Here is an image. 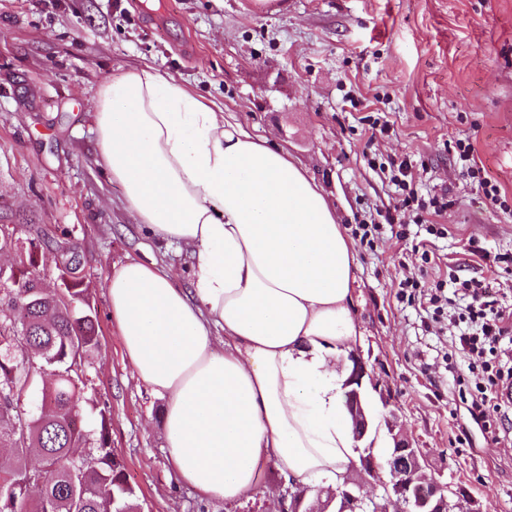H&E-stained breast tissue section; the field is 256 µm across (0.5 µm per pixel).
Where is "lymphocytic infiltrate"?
I'll use <instances>...</instances> for the list:
<instances>
[{"mask_svg": "<svg viewBox=\"0 0 512 512\" xmlns=\"http://www.w3.org/2000/svg\"><path fill=\"white\" fill-rule=\"evenodd\" d=\"M391 172V180L402 195V208H416L422 215L447 209L445 197L419 198L407 180V161L392 164ZM400 294L417 302L437 323L449 316L452 302H459L460 311L452 318L458 333L450 339L451 349L469 361L473 373L466 385L469 411L474 419H483L488 402L500 399L504 389L512 388V354L502 352L503 344L512 345V307L492 299L485 281L473 278L462 281L453 277L425 289L419 280L408 277L400 283Z\"/></svg>", "mask_w": 512, "mask_h": 512, "instance_id": "lymphocytic-infiltrate-1", "label": "lymphocytic infiltrate"}]
</instances>
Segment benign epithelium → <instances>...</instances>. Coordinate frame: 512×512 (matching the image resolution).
I'll return each instance as SVG.
<instances>
[{
	"label": "benign epithelium",
	"instance_id": "benign-epithelium-1",
	"mask_svg": "<svg viewBox=\"0 0 512 512\" xmlns=\"http://www.w3.org/2000/svg\"><path fill=\"white\" fill-rule=\"evenodd\" d=\"M58 266L62 270V287H70L68 269L75 258L69 248L60 250ZM353 367L345 382L344 406L351 420L355 439L363 440L372 428V416L364 397V378L371 377L365 363L357 354L350 355ZM388 479L380 481L382 494L375 498L353 492L350 487L330 492L326 501L319 504L306 502V495L287 489L280 494L275 512H386L380 501L396 500L405 505V512H474L463 510L462 503L470 501L467 490L454 489L431 479L426 474L427 462L419 449L401 434L393 437L385 461ZM336 510L331 511V504Z\"/></svg>",
	"mask_w": 512,
	"mask_h": 512
}]
</instances>
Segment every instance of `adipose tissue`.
<instances>
[{"label":"adipose tissue","mask_w":512,"mask_h":512,"mask_svg":"<svg viewBox=\"0 0 512 512\" xmlns=\"http://www.w3.org/2000/svg\"><path fill=\"white\" fill-rule=\"evenodd\" d=\"M102 163L191 286L130 260L107 288L138 377L166 399L179 478L252 496L274 460L291 491L343 488L358 454L336 365L358 335L352 241L307 171L168 74L129 67L99 90Z\"/></svg>","instance_id":"adipose-tissue-1"}]
</instances>
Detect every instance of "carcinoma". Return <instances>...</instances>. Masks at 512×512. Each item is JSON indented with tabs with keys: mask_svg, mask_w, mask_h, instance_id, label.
Listing matches in <instances>:
<instances>
[{
	"mask_svg": "<svg viewBox=\"0 0 512 512\" xmlns=\"http://www.w3.org/2000/svg\"><path fill=\"white\" fill-rule=\"evenodd\" d=\"M21 286L0 289V320L15 321V336L0 335V447L13 450V460L0 466V512H140L138 493L118 462L109 436L107 410L99 411L96 430L88 433L68 423L79 408L89 358L98 351V321L85 299L84 280L65 289L82 311L60 307L56 296L37 291L28 274ZM28 294L18 303L20 293ZM83 337V349L71 351L70 340ZM24 344L40 351L31 365L20 354ZM53 368L43 384L37 416L22 412L19 401L37 380ZM39 467L27 464L29 454ZM82 478L73 479L75 464Z\"/></svg>",
	"mask_w": 512,
	"mask_h": 512,
	"instance_id": "cac0c4a2",
	"label": "carcinoma"
}]
</instances>
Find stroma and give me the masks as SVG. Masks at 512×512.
Returning a JSON list of instances; mask_svg holds the SVG:
<instances>
[{
    "mask_svg": "<svg viewBox=\"0 0 512 512\" xmlns=\"http://www.w3.org/2000/svg\"><path fill=\"white\" fill-rule=\"evenodd\" d=\"M149 64L222 108L247 131L286 149L330 198L346 235L391 223L355 244V352L374 372L368 408L384 440L401 431L427 473L464 485L487 512H512V454L458 395L463 356L445 361L453 329L397 296L426 239L413 212L396 213L389 163L408 159L419 196L447 195L431 240L426 283L483 279L512 305V0H0V227L11 244L0 268L37 253L48 288L60 284L43 233L63 231L84 256V282L101 346L87 368L79 423L108 408L113 450L142 512H272L282 490L273 461L258 490L234 504L204 500L180 481L166 452V404L134 374L111 318L115 266L156 259L190 285L178 246L152 240L129 215L103 168L94 127L97 93ZM388 133H381V126ZM501 189L493 204L469 179L457 141Z\"/></svg>",
    "mask_w": 512,
    "mask_h": 512,
    "instance_id": "stroma-1",
    "label": "stroma"
}]
</instances>
